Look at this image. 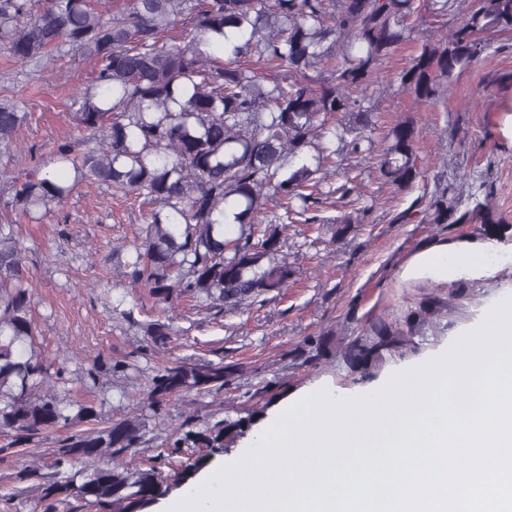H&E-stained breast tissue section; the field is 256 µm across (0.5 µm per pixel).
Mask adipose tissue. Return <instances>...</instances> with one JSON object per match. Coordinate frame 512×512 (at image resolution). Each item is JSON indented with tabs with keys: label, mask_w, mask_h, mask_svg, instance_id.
<instances>
[{
	"label": "adipose tissue",
	"mask_w": 512,
	"mask_h": 512,
	"mask_svg": "<svg viewBox=\"0 0 512 512\" xmlns=\"http://www.w3.org/2000/svg\"><path fill=\"white\" fill-rule=\"evenodd\" d=\"M506 246L496 240L463 239L432 244L414 253L401 271L406 280L431 279L456 285L495 277Z\"/></svg>",
	"instance_id": "obj_1"
}]
</instances>
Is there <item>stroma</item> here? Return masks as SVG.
<instances>
[{"label": "stroma", "mask_w": 512, "mask_h": 512, "mask_svg": "<svg viewBox=\"0 0 512 512\" xmlns=\"http://www.w3.org/2000/svg\"><path fill=\"white\" fill-rule=\"evenodd\" d=\"M457 16L437 22L423 13L415 38L378 67L377 82L364 91L375 135L400 120H413L425 135L418 143L422 176L410 192L384 183L370 156L337 154L336 174L323 182L324 199L311 209L312 223L290 225L283 256L296 268L293 285L281 296L266 295L238 311H218L190 297L159 306L146 288L126 275L127 250L137 241L148 212L136 194L123 193L93 179L80 181L67 202L53 208L42 223L19 224L27 249L32 283L33 351L51 368L65 367L72 400L94 405L100 421L130 414L143 417L140 447L125 452L120 464L135 468L160 458L165 475L194 459L198 451L170 452L175 432L242 416L256 404L268 383L281 381L285 396L331 387L337 396L359 386L381 383L395 369L424 356L447 352L450 335L472 325L489 301L500 296L496 280L471 284L464 300H449L446 312L414 335L415 351L392 355L371 376L362 378L342 359L319 367L298 365L292 352L309 336L333 329L350 334L361 320L402 313L407 304L430 292L447 297V287L432 281L407 284L402 265L413 253L444 239L470 236L469 224H427L416 220L430 195L447 189L449 197H483L493 188L498 214L512 224V33H494L477 62L441 84V101L425 108L388 80L413 54L419 37L438 38ZM93 63L65 57L46 76L20 71L0 51V96L22 101L29 117L20 129L18 152L0 169L28 171L34 160L49 158L57 142L77 134L74 98L91 87ZM359 183L358 194L339 197L346 179ZM367 206L371 214L346 244L332 240L337 216ZM172 331L167 351H156L145 334L154 320ZM224 362L242 366L235 384L218 394L187 393L170 402L167 414L144 409L148 382L158 367ZM126 362L114 371L116 362ZM70 430L58 427L30 442L12 445L0 434V512H46L17 474L27 466L48 469L53 451Z\"/></svg>", "instance_id": "35a3bbf8"}]
</instances>
